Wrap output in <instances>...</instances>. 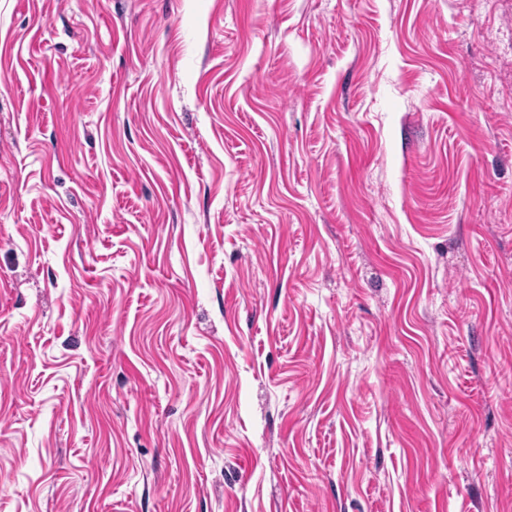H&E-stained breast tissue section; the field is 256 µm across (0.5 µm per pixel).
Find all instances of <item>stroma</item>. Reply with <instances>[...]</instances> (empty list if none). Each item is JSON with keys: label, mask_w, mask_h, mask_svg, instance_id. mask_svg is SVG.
<instances>
[{"label": "stroma", "mask_w": 512, "mask_h": 512, "mask_svg": "<svg viewBox=\"0 0 512 512\" xmlns=\"http://www.w3.org/2000/svg\"><path fill=\"white\" fill-rule=\"evenodd\" d=\"M0 512H512V0H0Z\"/></svg>", "instance_id": "obj_1"}]
</instances>
